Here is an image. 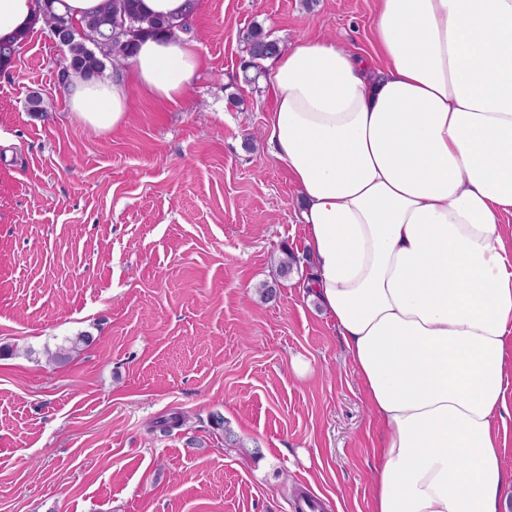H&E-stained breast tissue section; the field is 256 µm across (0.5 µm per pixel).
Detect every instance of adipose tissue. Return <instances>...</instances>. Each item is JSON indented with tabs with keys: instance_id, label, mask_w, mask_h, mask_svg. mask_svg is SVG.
I'll use <instances>...</instances> for the list:
<instances>
[{
	"instance_id": "ef3b65f1",
	"label": "adipose tissue",
	"mask_w": 512,
	"mask_h": 512,
	"mask_svg": "<svg viewBox=\"0 0 512 512\" xmlns=\"http://www.w3.org/2000/svg\"><path fill=\"white\" fill-rule=\"evenodd\" d=\"M375 49L313 38L266 60L270 155L301 204L313 275L381 427L371 512H512L496 421L512 374V0H376ZM43 0H0V42ZM194 43H140L119 77L73 78L99 132L132 93L174 102Z\"/></svg>"
}]
</instances>
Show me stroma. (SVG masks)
<instances>
[{"label":"stroma","mask_w":512,"mask_h":512,"mask_svg":"<svg viewBox=\"0 0 512 512\" xmlns=\"http://www.w3.org/2000/svg\"><path fill=\"white\" fill-rule=\"evenodd\" d=\"M375 13L376 0H199L188 39L205 65L188 93L133 97L104 134L72 121L65 49L46 30L0 72V512H294L299 490L325 512H369L381 429L299 290L312 262L264 137L274 98L232 77L252 24L284 47L332 35L365 55ZM84 333L90 346L47 364ZM176 412L186 427L160 432Z\"/></svg>","instance_id":"obj_1"}]
</instances>
